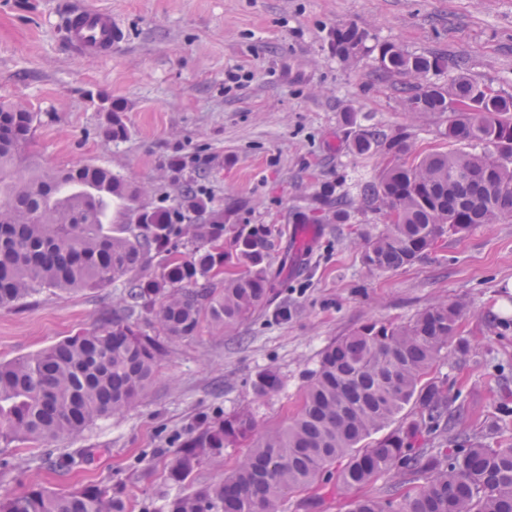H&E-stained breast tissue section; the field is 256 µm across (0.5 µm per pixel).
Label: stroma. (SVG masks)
<instances>
[{
	"label": "stroma",
	"instance_id": "1",
	"mask_svg": "<svg viewBox=\"0 0 512 512\" xmlns=\"http://www.w3.org/2000/svg\"><path fill=\"white\" fill-rule=\"evenodd\" d=\"M112 11L121 40L111 59L73 56L61 19L72 0H0V104L24 103L37 119L20 173L108 168L140 189L138 205L173 206L171 163L188 161L204 198L224 214L225 253L236 234L267 231L272 294L226 333L202 321L173 339L155 383L123 415L97 420L74 442L0 443V495L39 485L56 491L105 483L127 512H165L168 499L223 477L246 453L229 447L184 482L169 470L203 422L248 410L260 428L285 427L299 410L322 350L372 322L406 323L440 299L461 301L470 350L441 355L429 374L444 382L458 425L483 442L512 443V220L442 235L410 266L369 272L361 251L382 232L363 195L390 157L352 151L345 120L404 139L410 155L450 150L438 123L405 112L374 48L396 43L435 53L481 85L512 94V0H93ZM368 34L367 52L341 62L329 49L339 28ZM236 73L239 83L228 82ZM120 119L127 135L107 131ZM347 200L333 219L324 186ZM317 215L319 235L295 229ZM126 277L76 292L43 289L0 309V361L46 349L110 320ZM287 306L288 317L274 311ZM271 369L281 387L259 397ZM71 456L50 469L47 459ZM284 512H347L334 484L293 491Z\"/></svg>",
	"mask_w": 512,
	"mask_h": 512
}]
</instances>
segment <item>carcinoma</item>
<instances>
[{
    "label": "carcinoma",
    "mask_w": 512,
    "mask_h": 512,
    "mask_svg": "<svg viewBox=\"0 0 512 512\" xmlns=\"http://www.w3.org/2000/svg\"><path fill=\"white\" fill-rule=\"evenodd\" d=\"M367 34L355 26L331 39L336 58L349 62ZM376 70L394 78L405 111L440 122L441 136L470 150L437 152L386 166L363 188L365 199L392 223L362 254L369 272L419 261L446 232L512 217V95H490L457 64L446 84L429 80L448 61L414 54L395 43L379 46ZM463 102V115L451 106ZM35 120L22 105L0 106V307L16 305L43 288L75 291L108 284L152 257L156 277L133 280L125 317L70 336L35 355L0 363V441L75 440L101 418L124 413L153 384L167 340L192 337L202 319L222 332L251 318L267 301L270 278L263 230L239 232L235 252L245 273L213 288L224 253V213L199 224L208 203L187 184L175 206L137 213L128 234L104 230L112 199L133 203L138 192L104 167L82 165L25 177L16 173L19 150ZM352 150L406 152L401 138L374 127L354 131ZM195 243L189 257H170L173 240ZM466 307L440 300L403 324L370 322L329 344L311 372L302 407L285 428L259 429L247 412L210 421L184 441L169 471L180 482L227 447L250 443L224 478L177 495L166 512H281L286 493L311 488L323 470L346 459L337 489H360L380 476L394 480L353 499L349 512H512V446L493 448L478 436L452 432L443 384L421 383L442 350H467L457 336ZM280 376L259 374L257 394L276 390ZM406 424L366 442L406 405ZM423 433L457 447L416 448ZM0 512H125L112 488L68 492L43 487L0 496Z\"/></svg>",
    "instance_id": "carcinoma-1"
}]
</instances>
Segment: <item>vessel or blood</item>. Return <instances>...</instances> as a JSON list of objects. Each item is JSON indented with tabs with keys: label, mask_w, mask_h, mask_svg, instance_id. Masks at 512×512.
Segmentation results:
<instances>
[{
	"label": "vessel or blood",
	"mask_w": 512,
	"mask_h": 512,
	"mask_svg": "<svg viewBox=\"0 0 512 512\" xmlns=\"http://www.w3.org/2000/svg\"><path fill=\"white\" fill-rule=\"evenodd\" d=\"M62 28L71 53L85 60L111 57L118 39L111 10L91 0H76L64 14Z\"/></svg>",
	"instance_id": "obj_1"
}]
</instances>
